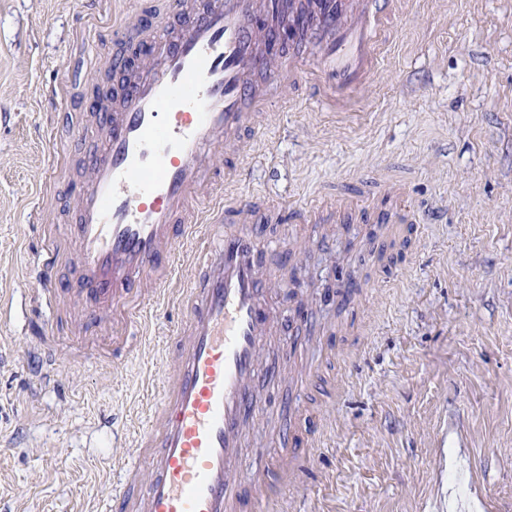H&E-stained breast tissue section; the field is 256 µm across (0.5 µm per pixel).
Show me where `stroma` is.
Listing matches in <instances>:
<instances>
[{"mask_svg": "<svg viewBox=\"0 0 512 512\" xmlns=\"http://www.w3.org/2000/svg\"><path fill=\"white\" fill-rule=\"evenodd\" d=\"M83 0H0V302H10L39 242L25 221L52 159L42 128L56 113L45 85L65 82L85 103L105 82L114 31L138 21L133 0L111 17ZM98 30L97 67L71 54L70 37ZM268 158L248 163L255 200L332 187L356 194L385 174L407 184L418 222L385 260L355 249L365 228L297 227L305 269L273 300L310 307L315 327L358 319L338 333L326 368L336 390L312 397L324 424L296 512H448V489L476 512H512V0H410L360 111L280 108ZM40 220L68 224L64 202ZM26 312L0 324V512H99L112 490L105 462L120 440L97 427L120 412L134 435L160 372L153 347L125 362L62 360L35 380L23 337ZM281 414L249 428L243 463L279 453Z\"/></svg>", "mask_w": 512, "mask_h": 512, "instance_id": "obj_1", "label": "stroma"}]
</instances>
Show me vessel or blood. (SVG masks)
<instances>
[{
	"label": "vessel or blood",
	"instance_id": "obj_1",
	"mask_svg": "<svg viewBox=\"0 0 512 512\" xmlns=\"http://www.w3.org/2000/svg\"><path fill=\"white\" fill-rule=\"evenodd\" d=\"M407 0H303L281 14L278 0H175L185 18L139 20L119 39L124 53L111 110L91 126L48 132L54 159L42 192L57 189L71 146L94 140L73 198V223L51 225L35 258V283L51 310L32 347L48 362L71 347L105 344L121 353L148 334L147 312L173 302L183 317L160 350L155 404L120 462L123 479L105 512H276L304 482L309 450L301 424L311 409L299 395L322 391L324 369L306 360L288 401L290 422L277 462L245 477L239 448L266 407L256 394L270 309L283 278L264 248L289 213L307 224H388L410 207L404 183L373 182L367 205L340 195L326 203L257 204L238 173L276 122L272 103L315 102L325 112L356 111L391 44ZM193 242L191 277L176 296L175 252ZM72 265L71 287L57 283ZM309 328L292 317L284 350L304 353Z\"/></svg>",
	"mask_w": 512,
	"mask_h": 512
}]
</instances>
